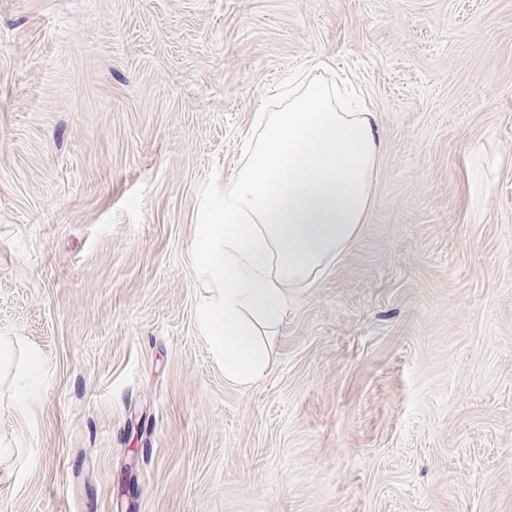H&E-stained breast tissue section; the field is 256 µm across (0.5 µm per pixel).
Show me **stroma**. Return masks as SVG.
<instances>
[{
	"label": "stroma",
	"instance_id": "35a3bbf8",
	"mask_svg": "<svg viewBox=\"0 0 512 512\" xmlns=\"http://www.w3.org/2000/svg\"><path fill=\"white\" fill-rule=\"evenodd\" d=\"M302 73L383 151L242 386L191 243ZM0 336V512H512V0H0Z\"/></svg>",
	"mask_w": 512,
	"mask_h": 512
}]
</instances>
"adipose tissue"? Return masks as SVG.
I'll list each match as a JSON object with an SVG mask.
<instances>
[{
  "instance_id": "obj_1",
  "label": "adipose tissue",
  "mask_w": 512,
  "mask_h": 512,
  "mask_svg": "<svg viewBox=\"0 0 512 512\" xmlns=\"http://www.w3.org/2000/svg\"><path fill=\"white\" fill-rule=\"evenodd\" d=\"M381 149L376 113L334 104L315 78L260 116L223 205L192 242L211 284L202 330L229 381L263 375L259 331L282 320L288 287L313 282L358 235Z\"/></svg>"
}]
</instances>
